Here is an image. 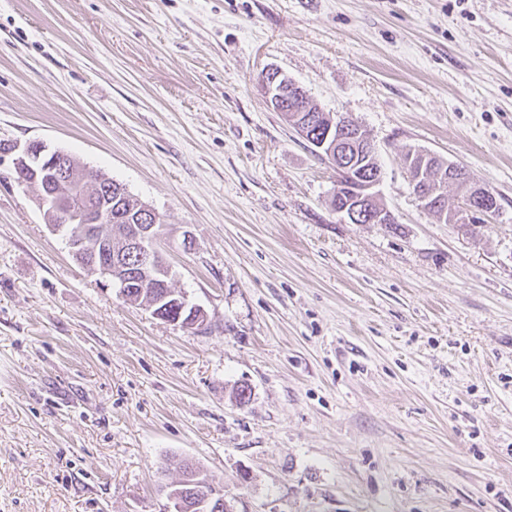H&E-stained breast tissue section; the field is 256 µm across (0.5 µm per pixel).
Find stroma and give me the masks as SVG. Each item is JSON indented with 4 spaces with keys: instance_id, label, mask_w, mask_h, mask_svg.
I'll return each instance as SVG.
<instances>
[{
    "instance_id": "obj_1",
    "label": "stroma",
    "mask_w": 512,
    "mask_h": 512,
    "mask_svg": "<svg viewBox=\"0 0 512 512\" xmlns=\"http://www.w3.org/2000/svg\"><path fill=\"white\" fill-rule=\"evenodd\" d=\"M281 70L364 129L392 224L273 108ZM162 218L204 329L118 297L0 155V512H512V0H0V143ZM413 146L490 184L463 229ZM416 153V148H409L405 153V164L411 177L414 193L420 194L425 191L443 188V183L448 185V180L442 182L436 179L437 173L445 167V171H453L458 173V181H462L464 185L463 198L461 204L456 208L448 210V202L446 195L437 190L433 192L421 194L418 199L423 207L427 210H437L441 214L442 220L448 224H477L482 223L483 217L492 214L496 208L497 194L488 186L480 184H472L469 178L464 175L465 171L456 169L455 166L445 163L436 157L411 158L410 153ZM447 165V166H446ZM181 461L179 464L180 478L176 482H172L165 486L167 500L169 497L174 496L181 502L185 503V506H192L200 504L198 484L199 482L208 483L206 476L201 472L199 467L192 464V470L190 471L191 478L187 476L188 465ZM190 500V501H188Z\"/></svg>"
}]
</instances>
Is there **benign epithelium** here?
<instances>
[{"instance_id":"benign-epithelium-1","label":"benign epithelium","mask_w":512,"mask_h":512,"mask_svg":"<svg viewBox=\"0 0 512 512\" xmlns=\"http://www.w3.org/2000/svg\"><path fill=\"white\" fill-rule=\"evenodd\" d=\"M306 91L297 83L288 82V101L294 104L292 111L305 112ZM302 136L314 140L320 153L329 158L336 168L335 199L342 202L336 208L340 221L350 224H394L392 211L383 207L373 210L368 203L378 194L380 176L360 168L359 155H373V149L358 139L354 126L343 116L333 118L328 113L309 114L294 123ZM13 168L28 182L45 189L40 194L42 203L49 206L52 218L49 228L60 231L65 225L76 227V234L69 243L70 253L91 274L107 280L115 288L117 296L128 299V288L138 281V271L152 272L150 283L144 288H153L166 303L170 313L158 311L154 315L166 322L184 328L199 329L207 325V314L178 295L168 284L169 269L156 248L157 213L142 205L141 216L146 221L128 225L124 231L110 230L112 225V194L125 193L124 187L100 173L75 164L71 156L62 151L46 152L45 146L30 142L19 150L13 159ZM448 170L459 173L463 182V198L455 208H448L446 195L433 191L419 195L427 210H437L442 220L450 224H477L496 208V193L486 185L473 184L464 172L448 165ZM122 236V251L112 247V237ZM137 258L138 270H131L123 261L124 252Z\"/></svg>"}]
</instances>
